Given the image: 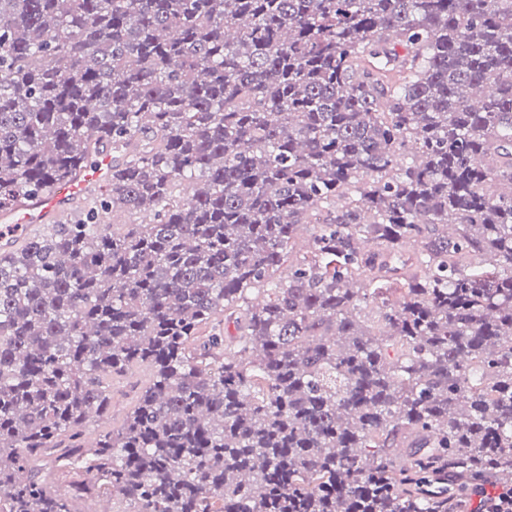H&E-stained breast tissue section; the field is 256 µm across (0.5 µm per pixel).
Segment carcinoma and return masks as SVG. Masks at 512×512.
<instances>
[{
  "label": "carcinoma",
  "instance_id": "carcinoma-1",
  "mask_svg": "<svg viewBox=\"0 0 512 512\" xmlns=\"http://www.w3.org/2000/svg\"><path fill=\"white\" fill-rule=\"evenodd\" d=\"M103 145L79 218L0 256V512L512 485V0H0V210ZM133 394L128 381L117 383L112 394V413L102 420L94 418L87 426L86 437L94 439L100 432L119 426Z\"/></svg>",
  "mask_w": 512,
  "mask_h": 512
}]
</instances>
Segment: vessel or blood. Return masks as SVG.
<instances>
[{
    "label": "vessel or blood",
    "instance_id": "obj_1",
    "mask_svg": "<svg viewBox=\"0 0 512 512\" xmlns=\"http://www.w3.org/2000/svg\"><path fill=\"white\" fill-rule=\"evenodd\" d=\"M112 174V152H95L72 180L49 192L30 196L21 204L0 211V250L10 248L14 237L29 229L58 222L82 195L103 186Z\"/></svg>",
    "mask_w": 512,
    "mask_h": 512
}]
</instances>
